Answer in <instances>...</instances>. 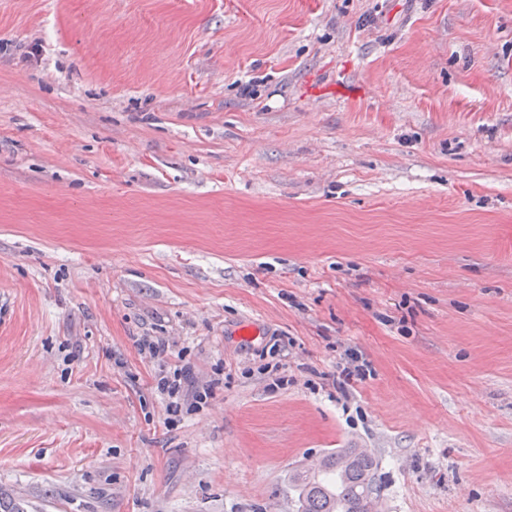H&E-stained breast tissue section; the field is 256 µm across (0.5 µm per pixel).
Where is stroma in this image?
<instances>
[{"instance_id": "1", "label": "stroma", "mask_w": 512, "mask_h": 512, "mask_svg": "<svg viewBox=\"0 0 512 512\" xmlns=\"http://www.w3.org/2000/svg\"><path fill=\"white\" fill-rule=\"evenodd\" d=\"M344 448L512 512V0H0V497L294 512Z\"/></svg>"}]
</instances>
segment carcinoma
I'll list each match as a JSON object with an SVG mask.
<instances>
[{
  "instance_id": "1",
  "label": "carcinoma",
  "mask_w": 512,
  "mask_h": 512,
  "mask_svg": "<svg viewBox=\"0 0 512 512\" xmlns=\"http://www.w3.org/2000/svg\"><path fill=\"white\" fill-rule=\"evenodd\" d=\"M295 512H376L375 462L363 448H347L291 477Z\"/></svg>"
}]
</instances>
